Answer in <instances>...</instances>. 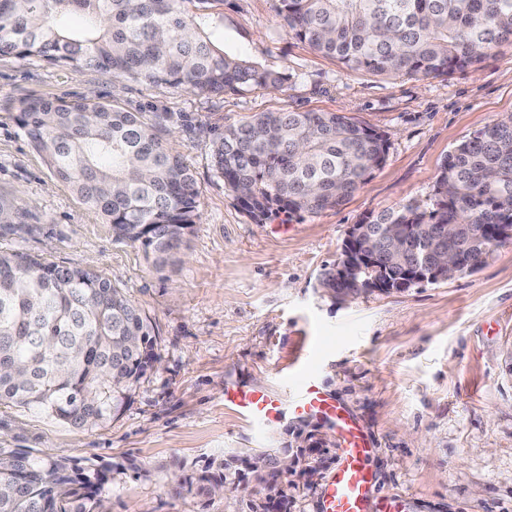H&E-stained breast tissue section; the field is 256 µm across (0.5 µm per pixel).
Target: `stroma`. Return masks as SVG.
I'll use <instances>...</instances> for the list:
<instances>
[{
    "label": "stroma",
    "instance_id": "obj_1",
    "mask_svg": "<svg viewBox=\"0 0 512 512\" xmlns=\"http://www.w3.org/2000/svg\"><path fill=\"white\" fill-rule=\"evenodd\" d=\"M277 0L192 4L230 56L282 74L281 91L221 96L113 78L94 69L0 56V198L19 200L23 233L0 250L80 266L124 288L151 320L161 366L125 411L77 430L36 410H0V447L76 466L108 464L110 512H247L260 488L214 494L183 480L208 462L306 448L318 481L288 478L290 512H319L342 447L330 423L292 414L312 381L368 430L379 490L399 512H512V244L475 272L405 293L334 298L320 284L350 225L414 203L431 208L440 165L493 119L512 113V45L476 70L437 78L379 76L289 36ZM94 95L130 112L169 113L163 142L190 165L196 222L164 266L115 239L111 225L47 169L18 123L33 98ZM336 112L387 133L385 163L343 205L285 224H257L213 166L215 129L259 112ZM243 383L276 396L257 424L224 403Z\"/></svg>",
    "mask_w": 512,
    "mask_h": 512
}]
</instances>
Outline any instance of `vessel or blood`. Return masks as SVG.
Here are the masks:
<instances>
[{
  "label": "vessel or blood",
  "mask_w": 512,
  "mask_h": 512,
  "mask_svg": "<svg viewBox=\"0 0 512 512\" xmlns=\"http://www.w3.org/2000/svg\"><path fill=\"white\" fill-rule=\"evenodd\" d=\"M224 401L257 423L277 419L282 409L276 397L246 386L226 389ZM288 407L300 417L317 416L331 421L344 446L342 462L322 490L321 512H381L383 503L375 496L368 465L371 442L364 430L341 406L310 383L302 386Z\"/></svg>",
  "instance_id": "b4317fda"
}]
</instances>
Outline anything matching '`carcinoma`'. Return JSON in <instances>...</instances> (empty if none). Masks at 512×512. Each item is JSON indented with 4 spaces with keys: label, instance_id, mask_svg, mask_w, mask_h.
I'll use <instances>...</instances> for the list:
<instances>
[{
    "label": "carcinoma",
    "instance_id": "obj_1",
    "mask_svg": "<svg viewBox=\"0 0 512 512\" xmlns=\"http://www.w3.org/2000/svg\"><path fill=\"white\" fill-rule=\"evenodd\" d=\"M211 0H0V55L37 56L61 67L185 87L207 95L254 86L278 91L284 78L224 53L186 4ZM288 35L349 68L441 77L477 67L512 44V0H278ZM78 11L85 25L63 19ZM147 119L92 98L33 99L18 116L48 169L112 225L115 238L162 266L195 224L199 194L184 159ZM216 172L258 224L281 214L341 206L386 159L385 134L332 112H261L227 126L213 142ZM430 210L412 203L365 220L363 251L380 276L428 260L434 246L455 254L459 274L485 262L512 225V113L456 146L442 162ZM18 208L0 201V224L15 231ZM411 228L391 261L390 229ZM442 224L451 225V234ZM150 321L123 289L95 272L0 251V407L38 410L77 430L104 425L129 405L158 368ZM313 452H263L231 469L223 460L197 477L209 491L254 480L263 495L249 512H288L283 478ZM105 465L79 468L42 451L0 448V512H106Z\"/></svg>",
    "mask_w": 512,
    "mask_h": 512
}]
</instances>
